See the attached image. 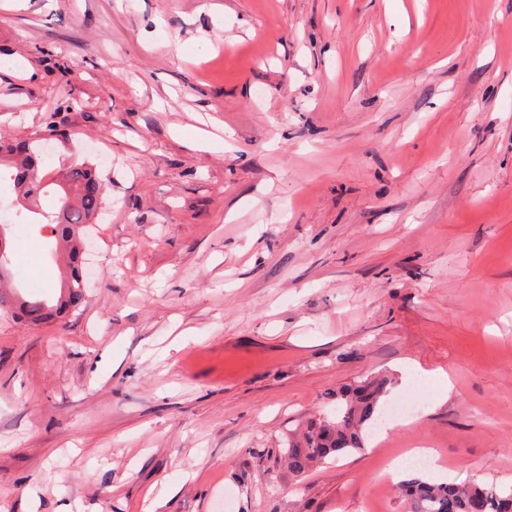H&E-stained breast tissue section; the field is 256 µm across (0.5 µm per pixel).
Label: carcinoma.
I'll use <instances>...</instances> for the list:
<instances>
[{
  "instance_id": "1",
  "label": "carcinoma",
  "mask_w": 512,
  "mask_h": 512,
  "mask_svg": "<svg viewBox=\"0 0 512 512\" xmlns=\"http://www.w3.org/2000/svg\"><path fill=\"white\" fill-rule=\"evenodd\" d=\"M0 168L7 170L13 207L40 217L54 239L53 255L61 267L59 292L52 298L27 297L13 283L9 256L0 255V312L28 323L60 321L85 301L82 256L84 229L105 207V191L96 166L76 164L64 171L46 169L41 145L28 140L0 138ZM54 187L60 206L46 212L40 197ZM387 378L368 375L336 392V415L314 417L302 436L288 443L284 456L288 468L303 476L316 464H324L364 446L366 430L378 419ZM413 512H512V491L494 487L436 484L411 476L400 484Z\"/></svg>"
}]
</instances>
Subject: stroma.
Returning a JSON list of instances; mask_svg holds the SVG:
<instances>
[{
  "mask_svg": "<svg viewBox=\"0 0 512 512\" xmlns=\"http://www.w3.org/2000/svg\"><path fill=\"white\" fill-rule=\"evenodd\" d=\"M50 114L106 209L84 304L0 315V512H411L415 444L512 489V0H0V134ZM365 373L420 413L295 477Z\"/></svg>",
  "mask_w": 512,
  "mask_h": 512,
  "instance_id": "35a3bbf8",
  "label": "stroma"
}]
</instances>
